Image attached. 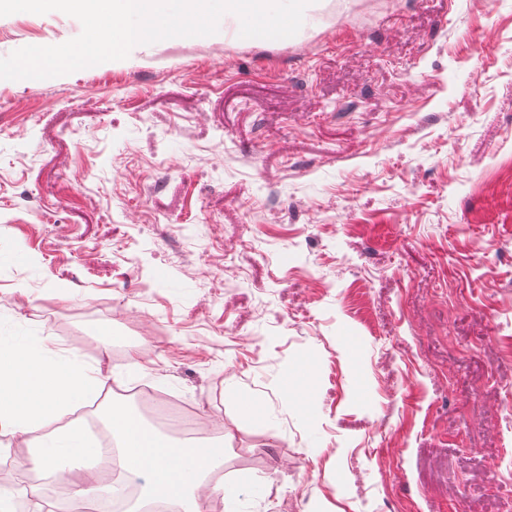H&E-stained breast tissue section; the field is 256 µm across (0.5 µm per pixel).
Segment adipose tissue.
Segmentation results:
<instances>
[{
    "label": "adipose tissue",
    "mask_w": 512,
    "mask_h": 512,
    "mask_svg": "<svg viewBox=\"0 0 512 512\" xmlns=\"http://www.w3.org/2000/svg\"><path fill=\"white\" fill-rule=\"evenodd\" d=\"M108 381L101 368L54 348L47 337L1 330L0 435L30 448L31 465L47 475L83 472L73 496L87 501L100 490L93 460L102 447L74 414L97 404L124 474L146 480L142 500L167 502L174 512H206L217 495L232 500L223 481L212 478L224 460L223 440L175 442L115 400Z\"/></svg>",
    "instance_id": "1"
}]
</instances>
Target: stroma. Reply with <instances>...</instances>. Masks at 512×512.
I'll list each match as a JSON object with an SVG mask.
<instances>
[{
  "instance_id": "obj_1",
  "label": "stroma",
  "mask_w": 512,
  "mask_h": 512,
  "mask_svg": "<svg viewBox=\"0 0 512 512\" xmlns=\"http://www.w3.org/2000/svg\"><path fill=\"white\" fill-rule=\"evenodd\" d=\"M0 317L222 419L238 512H512V0L0 80Z\"/></svg>"
}]
</instances>
